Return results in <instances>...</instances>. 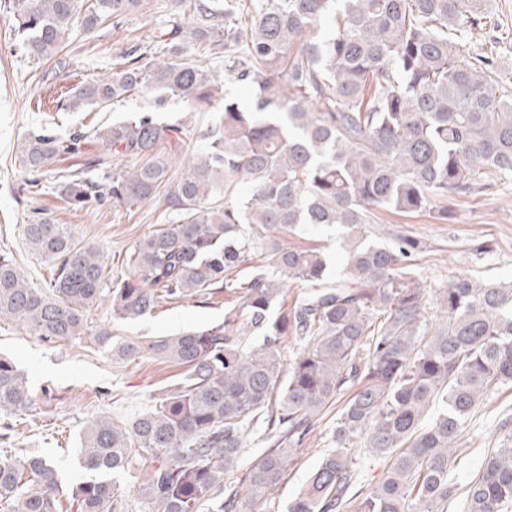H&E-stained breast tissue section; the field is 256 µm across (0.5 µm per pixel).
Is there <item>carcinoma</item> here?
Listing matches in <instances>:
<instances>
[{
  "instance_id": "1",
  "label": "carcinoma",
  "mask_w": 512,
  "mask_h": 512,
  "mask_svg": "<svg viewBox=\"0 0 512 512\" xmlns=\"http://www.w3.org/2000/svg\"><path fill=\"white\" fill-rule=\"evenodd\" d=\"M144 0H14L25 53L45 62L70 28L92 30L140 10ZM512 34L492 0H197L186 27L159 28L165 57L83 82L65 98L73 111L106 108L136 92L157 106L183 101L204 112L218 79L186 62L187 41L224 54V76L255 91L251 107L224 97L207 126L208 147L171 173L167 145L188 123L135 112L66 137L42 130L22 141L32 175L60 155L84 158L56 175L70 208H131L151 200L169 224L136 243L131 272L112 285L99 250L69 225H23L29 247L54 270L32 287L0 252V319L45 341L93 339L112 360L158 358L182 369L127 423L108 417L83 432L86 478L72 488L80 512H113L118 478L136 474L139 512H241L288 476V465L335 403L332 449L288 502L286 512H512V433L466 485V427L484 398L512 388V280L454 277L427 296L416 270L420 243L370 239L382 210L414 214L448 199L492 192L512 180ZM99 142L134 161L87 176L107 158L85 157ZM246 185L247 191L239 190ZM301 224L337 225L345 260L288 245ZM304 286L283 308L288 281ZM224 292V321L149 339H120L89 325L102 298L112 317L136 321L164 303ZM299 348L284 363V343ZM36 410L27 375L0 358V418ZM251 435L266 448L234 477ZM383 462L363 492L357 449ZM52 460L0 453V512H60Z\"/></svg>"
}]
</instances>
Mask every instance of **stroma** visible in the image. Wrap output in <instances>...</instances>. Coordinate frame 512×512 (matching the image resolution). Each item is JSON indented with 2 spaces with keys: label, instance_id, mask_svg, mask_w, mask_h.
I'll return each mask as SVG.
<instances>
[{
  "label": "stroma",
  "instance_id": "35a3bbf8",
  "mask_svg": "<svg viewBox=\"0 0 512 512\" xmlns=\"http://www.w3.org/2000/svg\"><path fill=\"white\" fill-rule=\"evenodd\" d=\"M13 0H0V250L6 251L31 286L49 288L51 267L27 247L23 227L48 218L69 225L75 237L99 248L105 274L116 280L129 273L127 257L135 242L164 221L155 203L128 210L91 205L69 209L55 189L52 175L30 193L19 164V146L29 131L45 126L68 135L77 128L106 126L113 120L154 104L152 95L135 93L104 109L63 110L58 97L75 85L112 72L125 53L147 47L157 28L177 21L189 24L188 7L177 0H146L144 9L92 30L74 27L57 60L38 62L22 50L14 34ZM447 219L425 212L401 217L382 212L370 225L372 237L382 241L406 235L422 242L417 261L421 280L431 288L445 287L454 276L469 274L488 279H512V181L479 199L448 202ZM223 294L203 301L181 300L158 308L153 315L130 322L114 319L110 303L95 304L87 313L92 325L112 329L122 338H151L222 322ZM0 356L10 359L28 376L37 399L35 418L17 420L8 434L0 433V450L11 448L27 456L51 458L64 490V512H77L70 492L82 481L78 447L90 421L110 417L123 422L150 406L153 394L176 379L171 363L148 359L116 363L90 340L45 341L9 320H0ZM335 411L320 425L296 455L284 484L271 501L273 512H285L327 448ZM512 418V390L495 393L480 405L470 425L469 466L457 474L467 483L485 456L497 448L498 426Z\"/></svg>",
  "mask_w": 512,
  "mask_h": 512
}]
</instances>
